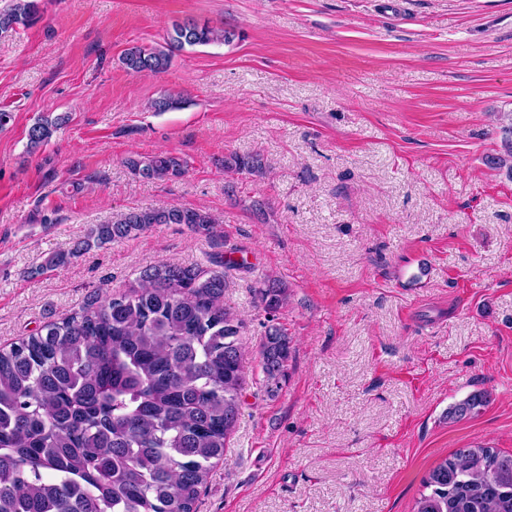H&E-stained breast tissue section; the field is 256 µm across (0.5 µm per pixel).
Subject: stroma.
<instances>
[{
    "mask_svg": "<svg viewBox=\"0 0 512 512\" xmlns=\"http://www.w3.org/2000/svg\"><path fill=\"white\" fill-rule=\"evenodd\" d=\"M0 37V347L125 291L160 262L233 255L224 300L242 321L247 386L198 512H413L459 448L512 453V0H41ZM234 30L162 74L121 63L173 24ZM177 110L151 107L162 94ZM64 123L36 150L38 118ZM167 152L184 176L145 181ZM260 154L261 176L224 159ZM233 194H225V185ZM265 204L264 212L253 202ZM208 211L34 269L96 224L146 207ZM288 379L263 387V276ZM477 392V413L448 417ZM128 167L143 180H169L185 173L186 162L177 156L161 154L150 158H130Z\"/></svg>",
    "mask_w": 512,
    "mask_h": 512,
    "instance_id": "obj_1",
    "label": "stroma"
}]
</instances>
